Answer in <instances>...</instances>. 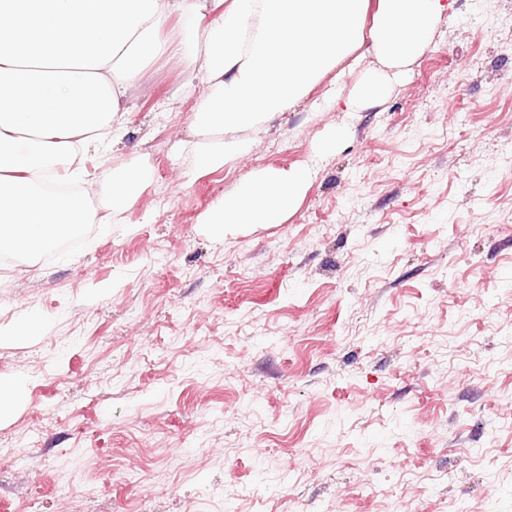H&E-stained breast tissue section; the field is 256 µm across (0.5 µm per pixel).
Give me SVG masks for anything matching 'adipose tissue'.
Returning <instances> with one entry per match:
<instances>
[{"mask_svg":"<svg viewBox=\"0 0 512 512\" xmlns=\"http://www.w3.org/2000/svg\"><path fill=\"white\" fill-rule=\"evenodd\" d=\"M449 0H0V255L39 256L97 221L88 195L112 212L131 207L151 173L141 165L88 176L70 159L104 155L123 126V101L147 58L192 60L194 165L219 168L252 149L244 134L288 111L370 37L382 70L352 105L382 103L387 72L430 46ZM194 33H186L184 22ZM193 54H185L187 39ZM310 170L264 169L207 212L215 236L239 224H280ZM88 195H81L80 187Z\"/></svg>","mask_w":512,"mask_h":512,"instance_id":"ef3b65f1","label":"adipose tissue"}]
</instances>
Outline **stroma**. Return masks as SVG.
Here are the masks:
<instances>
[{"mask_svg":"<svg viewBox=\"0 0 512 512\" xmlns=\"http://www.w3.org/2000/svg\"><path fill=\"white\" fill-rule=\"evenodd\" d=\"M379 68L362 42L199 172V75L147 60L85 166L148 186L111 233L0 264V383L24 382L0 512H512V0H454L385 102L347 111ZM300 164L284 223L204 224Z\"/></svg>","mask_w":512,"mask_h":512,"instance_id":"stroma-1","label":"stroma"}]
</instances>
